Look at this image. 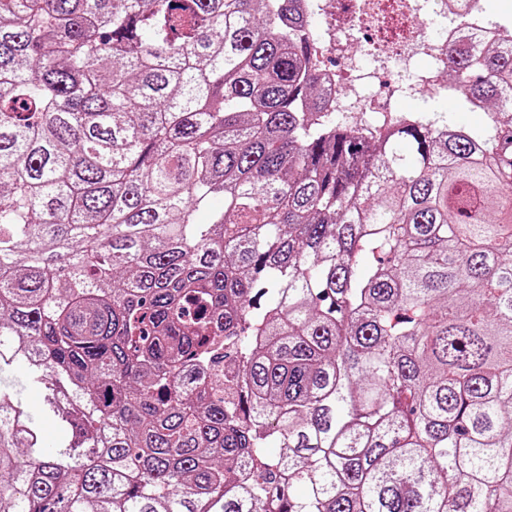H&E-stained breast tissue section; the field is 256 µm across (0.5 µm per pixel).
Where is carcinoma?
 I'll return each instance as SVG.
<instances>
[{
  "label": "carcinoma",
  "instance_id": "carcinoma-1",
  "mask_svg": "<svg viewBox=\"0 0 512 512\" xmlns=\"http://www.w3.org/2000/svg\"><path fill=\"white\" fill-rule=\"evenodd\" d=\"M307 26L0 0V512H512V24L374 142Z\"/></svg>",
  "mask_w": 512,
  "mask_h": 512
}]
</instances>
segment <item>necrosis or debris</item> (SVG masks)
Masks as SVG:
<instances>
[{
	"mask_svg": "<svg viewBox=\"0 0 512 512\" xmlns=\"http://www.w3.org/2000/svg\"><path fill=\"white\" fill-rule=\"evenodd\" d=\"M377 0H305L303 7L309 20L314 43L319 50L336 55L339 69L328 70L326 75L327 109L331 112H356L371 116L373 121L391 119L397 110L392 104L395 89L391 84H381L376 93L362 95L356 88L380 82L381 73L399 64H410L417 56H426L429 64L418 75L412 88L414 95L422 98L440 95L449 89L448 63L445 49L456 41L460 31L486 34V27L478 26L475 16L477 4L457 12L448 19V32H434L428 18L422 17L414 7V0H397L407 15L411 36L405 42L383 46L372 54L370 64H362L352 45L363 26H376L381 14L375 8Z\"/></svg>",
	"mask_w": 512,
	"mask_h": 512,
	"instance_id": "necrosis-or-debris-1",
	"label": "necrosis or debris"
}]
</instances>
